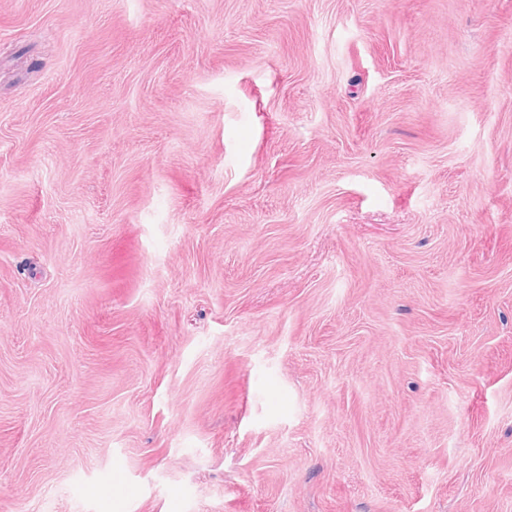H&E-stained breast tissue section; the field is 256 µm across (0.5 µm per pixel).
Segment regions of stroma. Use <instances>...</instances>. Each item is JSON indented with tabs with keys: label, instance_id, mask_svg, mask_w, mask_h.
Returning a JSON list of instances; mask_svg holds the SVG:
<instances>
[{
	"label": "stroma",
	"instance_id": "35a3bbf8",
	"mask_svg": "<svg viewBox=\"0 0 512 512\" xmlns=\"http://www.w3.org/2000/svg\"><path fill=\"white\" fill-rule=\"evenodd\" d=\"M0 512H512V0H0Z\"/></svg>",
	"mask_w": 512,
	"mask_h": 512
}]
</instances>
